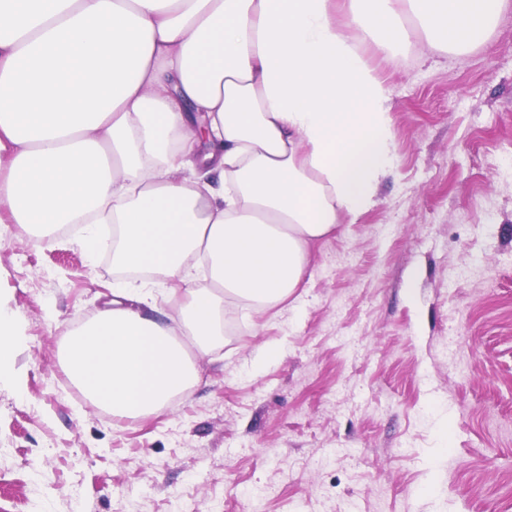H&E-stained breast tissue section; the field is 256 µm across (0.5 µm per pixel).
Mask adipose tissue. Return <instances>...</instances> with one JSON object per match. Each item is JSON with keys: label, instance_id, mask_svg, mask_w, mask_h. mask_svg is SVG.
I'll list each match as a JSON object with an SVG mask.
<instances>
[{"label": "adipose tissue", "instance_id": "ef3b65f1", "mask_svg": "<svg viewBox=\"0 0 512 512\" xmlns=\"http://www.w3.org/2000/svg\"><path fill=\"white\" fill-rule=\"evenodd\" d=\"M511 0H0V223L115 224L114 265L188 290L179 327L109 307L63 364L121 421L167 407L219 344L224 300L290 295L308 246L392 172L387 56L418 33L463 52ZM210 261L195 287L191 256Z\"/></svg>", "mask_w": 512, "mask_h": 512}]
</instances>
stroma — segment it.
I'll use <instances>...</instances> for the list:
<instances>
[{
	"mask_svg": "<svg viewBox=\"0 0 512 512\" xmlns=\"http://www.w3.org/2000/svg\"><path fill=\"white\" fill-rule=\"evenodd\" d=\"M363 51L393 104L376 205L284 301H225L223 343L156 414L116 424L62 350L116 280L172 320L183 289L82 232L0 224V512H512V6L466 53ZM13 320L0 308V379L2 369L6 370L14 351Z\"/></svg>",
	"mask_w": 512,
	"mask_h": 512,
	"instance_id": "35a3bbf8",
	"label": "stroma"
}]
</instances>
